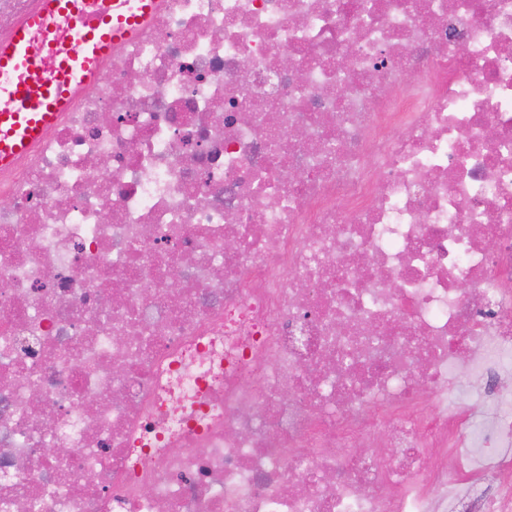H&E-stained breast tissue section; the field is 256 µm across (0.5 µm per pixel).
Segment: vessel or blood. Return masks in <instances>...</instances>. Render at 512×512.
Listing matches in <instances>:
<instances>
[{"label":"vessel or blood","mask_w":512,"mask_h":512,"mask_svg":"<svg viewBox=\"0 0 512 512\" xmlns=\"http://www.w3.org/2000/svg\"><path fill=\"white\" fill-rule=\"evenodd\" d=\"M161 0H112L97 11L82 0H42L0 42V168L11 167L100 73L113 48L132 40Z\"/></svg>","instance_id":"b4317fda"}]
</instances>
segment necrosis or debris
<instances>
[{
  "instance_id": "obj_1",
  "label": "necrosis or debris",
  "mask_w": 512,
  "mask_h": 512,
  "mask_svg": "<svg viewBox=\"0 0 512 512\" xmlns=\"http://www.w3.org/2000/svg\"><path fill=\"white\" fill-rule=\"evenodd\" d=\"M511 376L512 0H163L0 172V512H512Z\"/></svg>"
}]
</instances>
